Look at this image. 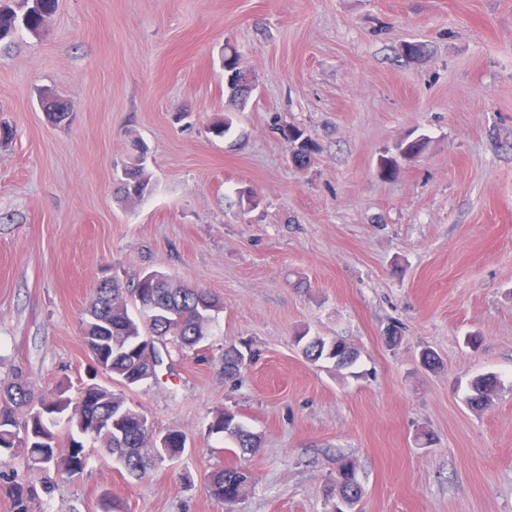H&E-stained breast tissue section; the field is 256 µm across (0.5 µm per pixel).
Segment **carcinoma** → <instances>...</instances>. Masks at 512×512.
I'll return each mask as SVG.
<instances>
[{
	"instance_id": "obj_1",
	"label": "carcinoma",
	"mask_w": 512,
	"mask_h": 512,
	"mask_svg": "<svg viewBox=\"0 0 512 512\" xmlns=\"http://www.w3.org/2000/svg\"><path fill=\"white\" fill-rule=\"evenodd\" d=\"M58 0H0V52L15 37L28 32L46 34L47 19ZM224 66L231 74V97L246 101L253 80L240 66L237 51L228 47ZM282 135L291 145V159L309 163L317 146L306 132L290 126ZM426 147L423 137L407 138L399 144V155L415 159ZM120 191L129 199H141L151 191V177L142 159L125 166L119 177ZM223 309L219 299L204 288L190 287L161 272H151L129 289L115 278L101 280L80 321L84 345L98 369L127 389L145 384L157 376L164 364L168 346L179 353L194 351L207 338L215 314ZM304 356L311 361L325 360L337 367H350L357 360L353 347L341 340H325L303 333L295 337ZM249 348L233 343L224 345L220 360L229 378L245 368ZM497 387L493 376H481L471 383L469 402L481 409ZM69 424L66 446L53 432L55 423ZM152 424L148 415L130 406L121 393L97 383L82 388L74 398L60 386L47 394L35 395L27 379L0 382V465L7 467L19 459L32 480L17 481V474L0 472V493L11 504V512H36L40 493H47L56 481L80 477L88 464L87 447H96L120 465L129 475L144 476L148 470L185 451L183 436L172 432L164 446L150 442ZM209 432L232 442V451L244 456L260 446V437L240 424L229 409L214 413ZM251 473L238 466L223 467L207 477L210 496L232 506L251 483ZM336 487L340 503L335 512H347L360 498L353 461L336 462Z\"/></svg>"
}]
</instances>
